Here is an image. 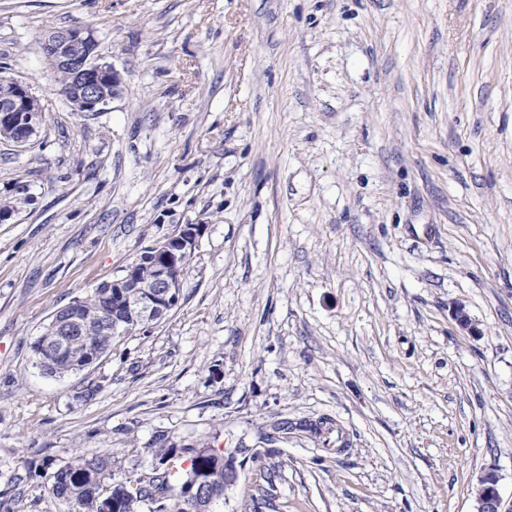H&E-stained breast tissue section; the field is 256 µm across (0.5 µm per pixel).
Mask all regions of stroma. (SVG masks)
<instances>
[{"instance_id":"35a3bbf8","label":"stroma","mask_w":512,"mask_h":512,"mask_svg":"<svg viewBox=\"0 0 512 512\" xmlns=\"http://www.w3.org/2000/svg\"><path fill=\"white\" fill-rule=\"evenodd\" d=\"M74 28L121 80L94 116L43 52ZM0 74L44 107L0 142V512H61L46 460L145 471L160 433L223 452L215 512H475L489 469L512 500V0H0ZM184 224L168 316L34 367Z\"/></svg>"}]
</instances>
